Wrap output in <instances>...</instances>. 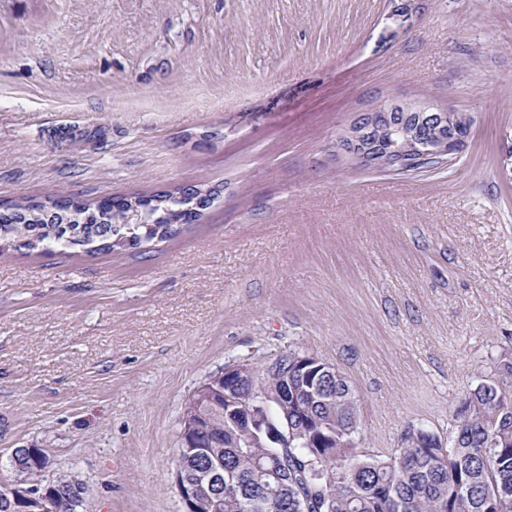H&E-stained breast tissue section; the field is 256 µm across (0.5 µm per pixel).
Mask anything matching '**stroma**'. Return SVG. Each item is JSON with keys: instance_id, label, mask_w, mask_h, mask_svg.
<instances>
[{"instance_id": "1", "label": "stroma", "mask_w": 512, "mask_h": 512, "mask_svg": "<svg viewBox=\"0 0 512 512\" xmlns=\"http://www.w3.org/2000/svg\"><path fill=\"white\" fill-rule=\"evenodd\" d=\"M0 0V201L205 183L163 242L0 252V483L17 448L81 512H182L180 417L225 366L297 351L358 400L359 452L448 440L512 391V0ZM475 122L452 166L337 153L360 114Z\"/></svg>"}]
</instances>
